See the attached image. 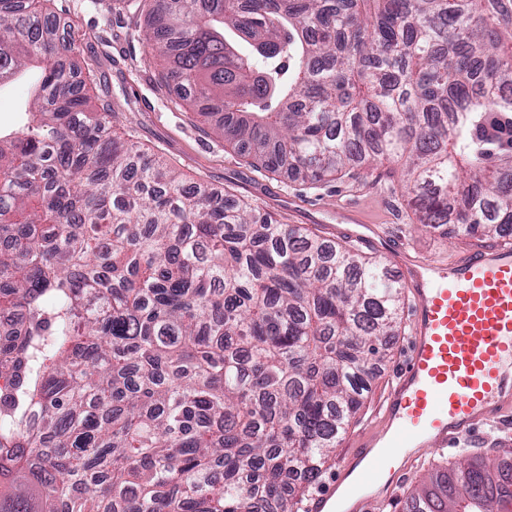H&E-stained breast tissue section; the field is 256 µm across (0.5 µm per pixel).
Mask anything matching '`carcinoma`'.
I'll return each instance as SVG.
<instances>
[{"instance_id":"1","label":"carcinoma","mask_w":512,"mask_h":512,"mask_svg":"<svg viewBox=\"0 0 512 512\" xmlns=\"http://www.w3.org/2000/svg\"><path fill=\"white\" fill-rule=\"evenodd\" d=\"M50 0H0V512H288L401 329L388 266L188 185L112 130ZM512 0H155L170 92L271 172L402 161L420 226L512 239ZM512 457L400 512H502ZM32 83L28 76L5 87L0 92V127L11 130L17 124V112H24L31 99Z\"/></svg>"}]
</instances>
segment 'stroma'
<instances>
[{
	"mask_svg": "<svg viewBox=\"0 0 512 512\" xmlns=\"http://www.w3.org/2000/svg\"><path fill=\"white\" fill-rule=\"evenodd\" d=\"M51 9L74 22V37L91 67L84 77L96 96L110 105L112 124L124 138L155 155L189 182L206 184L240 199L278 223L296 225L335 242L348 243L345 213L375 224L402 239L413 254L442 259L449 250L476 246L473 238H444L418 229L398 163L367 167L359 175L311 184L284 173H272L240 156L217 137L195 111L179 104L162 85V62L143 43L149 0H52ZM384 362L371 363L374 376L365 408L339 438L329 459L336 471L369 422L406 351V338L388 339ZM512 452V431H488L462 448H447L416 461L411 475L376 512H399L402 502L435 465L468 455L494 457Z\"/></svg>",
	"mask_w": 512,
	"mask_h": 512,
	"instance_id": "35a3bbf8",
	"label": "stroma"
}]
</instances>
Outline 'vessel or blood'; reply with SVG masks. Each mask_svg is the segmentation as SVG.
<instances>
[{
  "label": "vessel or blood",
  "mask_w": 512,
  "mask_h": 512,
  "mask_svg": "<svg viewBox=\"0 0 512 512\" xmlns=\"http://www.w3.org/2000/svg\"><path fill=\"white\" fill-rule=\"evenodd\" d=\"M357 243L385 251L409 292L408 342L375 426L307 501L336 512L347 478L370 490L348 512H374L433 451L473 440L489 424L512 426V247L485 245L448 258L412 256L373 224L353 225Z\"/></svg>",
  "instance_id": "1"
}]
</instances>
